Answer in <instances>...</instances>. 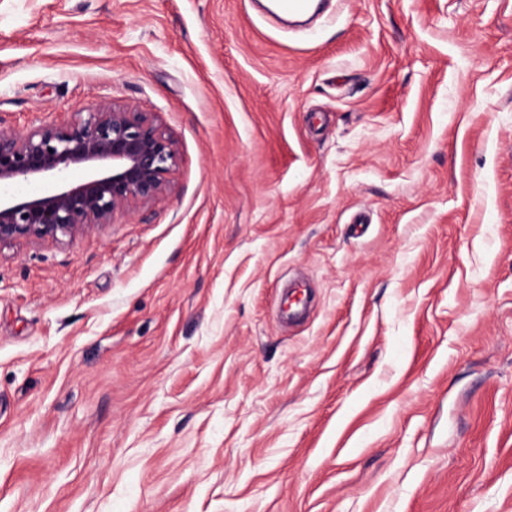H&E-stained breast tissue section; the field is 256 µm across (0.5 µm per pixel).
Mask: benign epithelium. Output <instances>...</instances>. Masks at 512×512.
I'll return each instance as SVG.
<instances>
[{
	"label": "benign epithelium",
	"instance_id": "benign-epithelium-1",
	"mask_svg": "<svg viewBox=\"0 0 512 512\" xmlns=\"http://www.w3.org/2000/svg\"><path fill=\"white\" fill-rule=\"evenodd\" d=\"M178 165L174 143L150 112L102 101L63 124L0 127V249L21 241L62 243L118 214L162 203ZM86 170L73 184L69 171ZM46 182L19 194L21 182Z\"/></svg>",
	"mask_w": 512,
	"mask_h": 512
}]
</instances>
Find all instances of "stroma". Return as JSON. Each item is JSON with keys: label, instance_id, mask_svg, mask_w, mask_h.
<instances>
[{"label": "stroma", "instance_id": "1", "mask_svg": "<svg viewBox=\"0 0 512 512\" xmlns=\"http://www.w3.org/2000/svg\"><path fill=\"white\" fill-rule=\"evenodd\" d=\"M101 100L179 167L0 250V512H512V0H0V125ZM315 0H275L269 12L277 17H304L315 9Z\"/></svg>", "mask_w": 512, "mask_h": 512}]
</instances>
